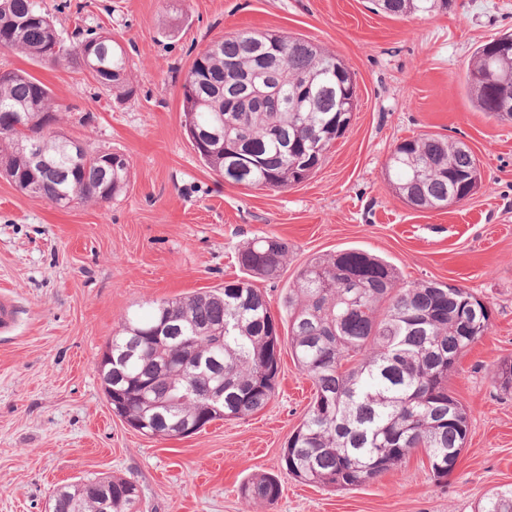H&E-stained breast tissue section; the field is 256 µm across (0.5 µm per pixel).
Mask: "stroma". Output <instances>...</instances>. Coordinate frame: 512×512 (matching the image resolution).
Returning <instances> with one entry per match:
<instances>
[{"instance_id":"obj_1","label":"stroma","mask_w":512,"mask_h":512,"mask_svg":"<svg viewBox=\"0 0 512 512\" xmlns=\"http://www.w3.org/2000/svg\"><path fill=\"white\" fill-rule=\"evenodd\" d=\"M45 0L59 29L111 30L132 60L121 102L82 73L0 50V69L44 82L62 108L58 132L125 155L126 193L56 208L0 175V289L18 304L0 335V512H48L53 492L113 475L134 482L140 512H475L512 484V389L493 373L512 361V121L477 110L462 76L482 43L512 31V0H449L446 11L394 19L372 0ZM82 13H75V6ZM241 30L281 31L343 60L357 83L348 130L321 167L285 190L225 182L183 132L182 79L197 53ZM438 134L480 159L482 185L463 204L417 211L392 193L385 162L401 141ZM273 234L288 262L254 279L280 333L283 298L312 256L356 247L394 265L404 283L434 280L486 303L491 328L449 377L470 413L466 444L443 484L424 451L356 491L300 483L281 465L314 394L282 346L277 389L260 411L187 437L143 435L116 416L98 361L127 313L243 278L239 249ZM268 473L270 505L241 483Z\"/></svg>"}]
</instances>
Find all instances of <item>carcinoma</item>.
<instances>
[{
	"label": "carcinoma",
	"mask_w": 512,
	"mask_h": 512,
	"mask_svg": "<svg viewBox=\"0 0 512 512\" xmlns=\"http://www.w3.org/2000/svg\"><path fill=\"white\" fill-rule=\"evenodd\" d=\"M395 18L431 15L448 0H374ZM53 17L44 0H0V50L46 60ZM493 38L477 48L464 74L481 112L512 119L497 105L499 87H512V50ZM92 77L117 99L132 94L130 56L112 33L85 30L61 40L51 60ZM310 41L280 32L243 30L211 42L183 76L184 132L205 166L232 184L285 189L310 177L351 121L342 108L356 99L348 68ZM263 74L265 95L249 79ZM60 109L50 88L22 70L0 74V171L22 192L52 203H107L126 191L130 164L108 150L75 152L76 140L50 129ZM219 139L223 152L208 140ZM36 142L44 164L31 167L22 148ZM248 156L247 178L226 175L228 155ZM393 192L419 210H442L479 190L480 161L460 142L423 134L398 144L385 164ZM288 245L276 236L252 239L237 261L248 278L217 290L153 302L132 312L112 337V369L103 383L123 391L112 412L152 437L176 439L185 427L242 418L275 395L280 364L279 326L253 278L279 275ZM294 362L315 386L311 406L289 437L282 462L289 475L333 491L361 487L425 449L433 477L448 478L463 450L470 414L448 389L460 354L490 328L486 305L466 288L432 282L405 285L388 262L357 249L315 256L283 299ZM483 320L464 324L471 308ZM170 337L167 367L155 355L156 333ZM210 358L224 373V404L211 410L218 380L196 379L175 362ZM494 381L512 388V361ZM112 488V512H133L137 486L105 477L69 484L53 494L55 512H99L98 486ZM248 502L273 503L277 478L254 475L242 486ZM477 512H512V486L489 491Z\"/></svg>",
	"instance_id": "obj_1"
}]
</instances>
